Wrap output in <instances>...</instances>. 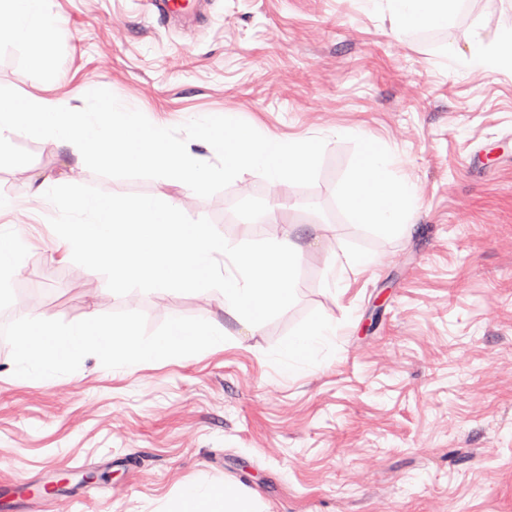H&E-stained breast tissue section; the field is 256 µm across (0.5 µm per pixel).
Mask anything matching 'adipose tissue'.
Masks as SVG:
<instances>
[{"mask_svg":"<svg viewBox=\"0 0 512 512\" xmlns=\"http://www.w3.org/2000/svg\"><path fill=\"white\" fill-rule=\"evenodd\" d=\"M392 30L405 35L418 28L452 21L458 0H388ZM57 28L48 0H0V44H23L45 53L46 40ZM463 63L486 73L512 71V22L499 30L497 47L471 39ZM344 202L354 222L407 231L416 208L414 188L397 166L395 154L367 138L343 186ZM335 326L317 322L286 340L281 355L286 366L307 361L316 346L334 336ZM165 512H261L254 497L228 485L185 486Z\"/></svg>","mask_w":512,"mask_h":512,"instance_id":"1","label":"adipose tissue"}]
</instances>
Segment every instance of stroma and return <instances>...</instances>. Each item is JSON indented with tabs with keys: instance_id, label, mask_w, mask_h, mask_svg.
Returning <instances> with one entry per match:
<instances>
[{
	"instance_id": "obj_1",
	"label": "stroma",
	"mask_w": 512,
	"mask_h": 512,
	"mask_svg": "<svg viewBox=\"0 0 512 512\" xmlns=\"http://www.w3.org/2000/svg\"><path fill=\"white\" fill-rule=\"evenodd\" d=\"M158 19L143 0H51L53 64L0 47V86L50 88L63 106L112 91L152 123L237 113L260 133L327 141L316 183L244 173L209 198L177 181L121 180L65 162L49 140L0 169L28 241L25 277L0 288V326L139 310L223 324V348L137 371L95 356L52 382L13 374L0 339V512H162L186 485L228 482L263 512H512V72L456 64L473 36L495 44L512 0H461L451 24L396 36L387 0H200ZM370 136L398 154L419 209L403 235L353 223L341 186ZM116 194L188 197L224 223L235 202L284 209L269 236L302 246L297 298L251 329L197 293L119 296L55 249L43 180ZM370 266L338 293L331 269ZM28 282L42 299L25 304ZM337 335L282 375L283 342L313 322ZM96 482H84L85 474Z\"/></svg>"
}]
</instances>
